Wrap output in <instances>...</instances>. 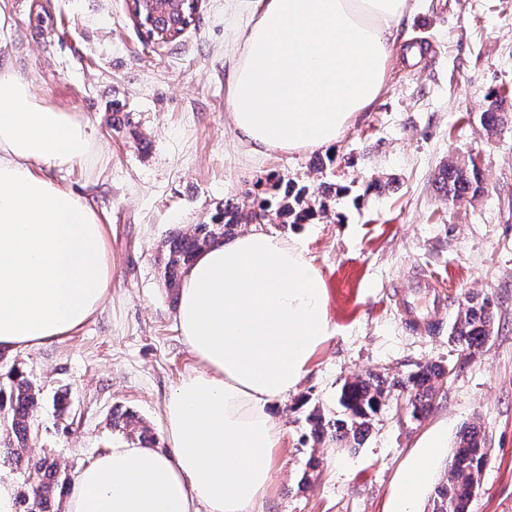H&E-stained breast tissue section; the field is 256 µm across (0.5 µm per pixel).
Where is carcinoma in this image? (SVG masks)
<instances>
[{"label":"carcinoma","instance_id":"carcinoma-1","mask_svg":"<svg viewBox=\"0 0 512 512\" xmlns=\"http://www.w3.org/2000/svg\"><path fill=\"white\" fill-rule=\"evenodd\" d=\"M442 190L448 202L474 198L484 193L481 171L477 166L462 167L449 161L441 173ZM311 194L305 185L286 184L283 194L271 195L251 211V219L262 223L278 221L282 228L301 224L316 216L310 204ZM240 207L224 202L209 224H194L190 229L173 230L164 241V281L167 288L179 287L185 269L203 246L220 240L238 227ZM465 309L457 312L448 342L456 350L473 358L480 353L493 333L494 314L489 301L464 299ZM445 367L436 362L419 364L407 374L367 373L344 381L338 396L340 411L325 417L315 410L308 416L314 441L328 439L353 452L366 436L376 416L386 406L391 393H408L407 413L418 421L432 408L437 388L444 380ZM9 390L0 388V462L11 464L23 472V487L18 495L21 512H53L55 499L71 485V478L48 455H27L32 417L40 405V389L16 368L9 370ZM112 428L134 439H142L148 431L142 420L131 412L112 413ZM486 436L472 423L463 426L456 440L452 461L445 480L433 491L431 512H469L474 483L480 482L486 463Z\"/></svg>","mask_w":512,"mask_h":512}]
</instances>
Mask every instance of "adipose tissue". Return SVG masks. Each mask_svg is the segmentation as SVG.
I'll use <instances>...</instances> for the list:
<instances>
[{
    "label": "adipose tissue",
    "instance_id": "obj_1",
    "mask_svg": "<svg viewBox=\"0 0 512 512\" xmlns=\"http://www.w3.org/2000/svg\"><path fill=\"white\" fill-rule=\"evenodd\" d=\"M260 2L231 75L233 131L254 155L330 148L379 96L408 0ZM90 147L74 113L0 73V349L70 335L107 299L108 227L46 174ZM176 320L197 365L163 403L168 451L115 442L67 512H262L284 436L274 404L335 333L324 282L298 239L252 224L196 254ZM442 445L423 441L393 512H416Z\"/></svg>",
    "mask_w": 512,
    "mask_h": 512
}]
</instances>
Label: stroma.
<instances>
[{
	"label": "stroma",
	"instance_id": "35a3bbf8",
	"mask_svg": "<svg viewBox=\"0 0 512 512\" xmlns=\"http://www.w3.org/2000/svg\"><path fill=\"white\" fill-rule=\"evenodd\" d=\"M411 2L383 90L339 142L255 158L232 132L229 84L256 0H199L195 25L154 48L126 0H0V73L86 125L90 153L50 177L101 212L112 252L101 311L69 336L0 355L42 391L30 455L50 454L77 476L117 440V409L136 412L166 448L161 404L195 360L164 283V239L231 199L251 212L272 180L325 181L340 188L325 215L287 233L325 282L336 334L276 404L285 435L263 512H388L420 442L441 430L447 446L420 493L428 499L471 422L489 439L471 512H512V0ZM493 95L501 109L489 132L480 115ZM451 159L482 171V196L448 203L439 178ZM423 273L437 278L430 331L412 329L396 307ZM467 294L489 299L495 320L464 361L448 328ZM427 361L454 372L421 421L393 397L356 454L308 440V414H335L345 379ZM60 388L71 402L64 414L53 403Z\"/></svg>",
	"mask_w": 512,
	"mask_h": 512
}]
</instances>
